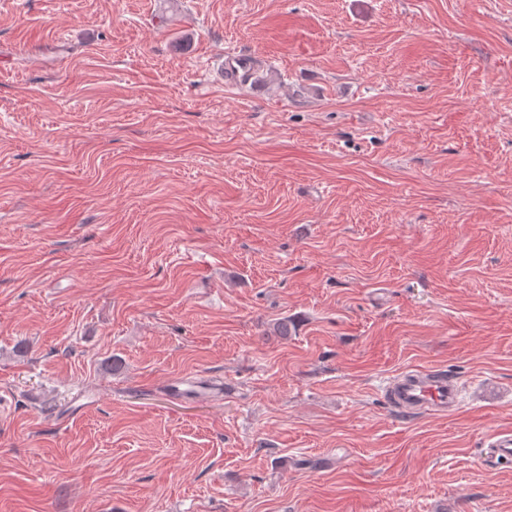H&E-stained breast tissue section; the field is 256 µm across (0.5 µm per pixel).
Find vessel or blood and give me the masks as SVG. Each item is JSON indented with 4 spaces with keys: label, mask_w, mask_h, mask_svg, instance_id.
Listing matches in <instances>:
<instances>
[{
    "label": "vessel or blood",
    "mask_w": 512,
    "mask_h": 512,
    "mask_svg": "<svg viewBox=\"0 0 512 512\" xmlns=\"http://www.w3.org/2000/svg\"><path fill=\"white\" fill-rule=\"evenodd\" d=\"M387 397L391 406L405 414L451 413L461 403L457 378L422 369H406L390 382ZM486 463L512 462V434H496L484 450Z\"/></svg>",
    "instance_id": "1"
}]
</instances>
